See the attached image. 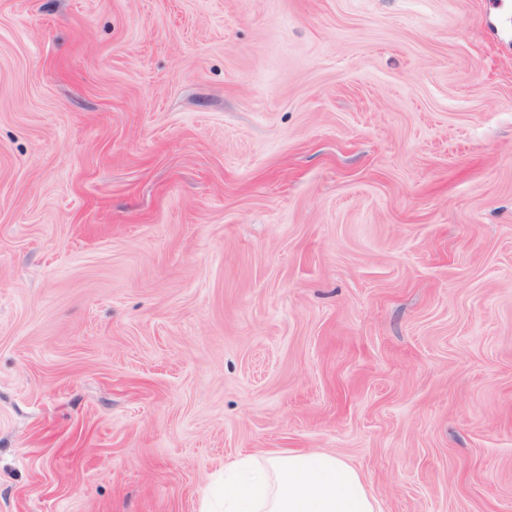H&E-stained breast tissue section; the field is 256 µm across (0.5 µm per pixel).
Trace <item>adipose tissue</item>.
Returning <instances> with one entry per match:
<instances>
[{
    "mask_svg": "<svg viewBox=\"0 0 512 512\" xmlns=\"http://www.w3.org/2000/svg\"><path fill=\"white\" fill-rule=\"evenodd\" d=\"M224 512H379L359 473L328 453L245 456L224 467Z\"/></svg>",
    "mask_w": 512,
    "mask_h": 512,
    "instance_id": "obj_1",
    "label": "adipose tissue"
}]
</instances>
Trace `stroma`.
Segmentation results:
<instances>
[{
	"label": "stroma",
	"instance_id": "1",
	"mask_svg": "<svg viewBox=\"0 0 512 512\" xmlns=\"http://www.w3.org/2000/svg\"><path fill=\"white\" fill-rule=\"evenodd\" d=\"M288 451L512 512V0H0V512Z\"/></svg>",
	"mask_w": 512,
	"mask_h": 512
}]
</instances>
